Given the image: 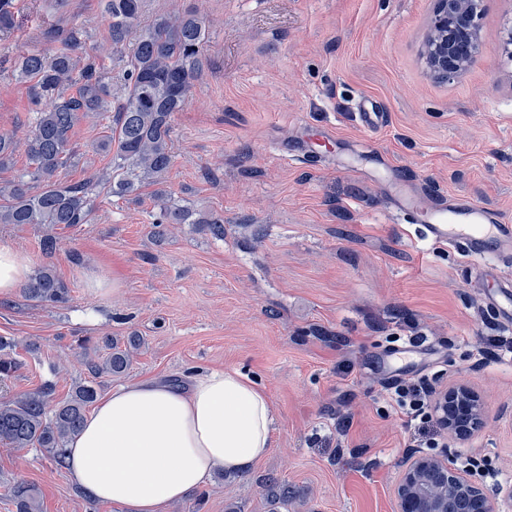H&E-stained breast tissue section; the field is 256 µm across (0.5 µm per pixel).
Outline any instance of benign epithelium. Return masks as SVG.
Wrapping results in <instances>:
<instances>
[{"instance_id": "obj_1", "label": "benign epithelium", "mask_w": 512, "mask_h": 512, "mask_svg": "<svg viewBox=\"0 0 512 512\" xmlns=\"http://www.w3.org/2000/svg\"><path fill=\"white\" fill-rule=\"evenodd\" d=\"M424 47L428 74L448 82L464 73L477 59L483 0H434ZM434 411L458 442L468 441L485 423L486 410L479 395L459 382L437 390ZM399 512H448V501L466 499L475 512H512V484L490 495L472 468H461L451 453H418L401 472L394 486Z\"/></svg>"}]
</instances>
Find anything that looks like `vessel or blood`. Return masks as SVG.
Segmentation results:
<instances>
[{
	"label": "vessel or blood",
	"mask_w": 512,
	"mask_h": 512,
	"mask_svg": "<svg viewBox=\"0 0 512 512\" xmlns=\"http://www.w3.org/2000/svg\"><path fill=\"white\" fill-rule=\"evenodd\" d=\"M401 209L412 212L432 239L463 245L467 255L512 253V225L501 223L494 213L466 200L448 208L426 209L413 199L400 200Z\"/></svg>",
	"instance_id": "1"
}]
</instances>
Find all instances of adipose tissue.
<instances>
[{
	"label": "adipose tissue",
	"instance_id": "obj_1",
	"mask_svg": "<svg viewBox=\"0 0 512 512\" xmlns=\"http://www.w3.org/2000/svg\"><path fill=\"white\" fill-rule=\"evenodd\" d=\"M267 394L236 369L186 384L149 378L101 397L72 439L66 465L88 496L122 512H162L217 467L246 471L272 447Z\"/></svg>",
	"mask_w": 512,
	"mask_h": 512
}]
</instances>
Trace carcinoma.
I'll return each mask as SVG.
<instances>
[{
  "label": "carcinoma",
  "mask_w": 512,
  "mask_h": 512,
  "mask_svg": "<svg viewBox=\"0 0 512 512\" xmlns=\"http://www.w3.org/2000/svg\"><path fill=\"white\" fill-rule=\"evenodd\" d=\"M143 0H103L106 26L103 40L123 62L121 73L109 76L103 60L83 50L87 31L79 26L50 27L47 38L56 44L50 53L30 50L13 59L12 77L28 84L35 114L25 135L28 164L9 182L0 185V224H88L101 196H139L153 186L160 217L152 234L160 237L166 224H202L224 239V219L209 212L178 204L165 185L174 163L172 122L174 114L190 102L199 69V57L208 39L204 17L193 11L177 16L157 15L141 22ZM15 0H0V38L14 27ZM103 116L108 131L96 150L108 157L107 164L82 180L68 182L60 173L79 162L73 143L77 124ZM17 141L13 133H0V168L14 162ZM47 261L27 281L24 294L46 305L63 304L68 288L59 278L50 258L58 249L52 234L40 240ZM109 350L102 361H91L93 375L120 376L128 369L131 349L106 336ZM17 344L0 336V376L17 366ZM55 385L45 382L31 392L0 402V443L12 448L35 446L57 464L65 463L69 442L79 434L86 408L98 397V385L80 384L70 398L51 405ZM268 512L288 509V483L275 477L260 481ZM16 512H37L39 502L33 486L19 482L10 489Z\"/></svg>",
  "instance_id": "cac0c4a2"
}]
</instances>
